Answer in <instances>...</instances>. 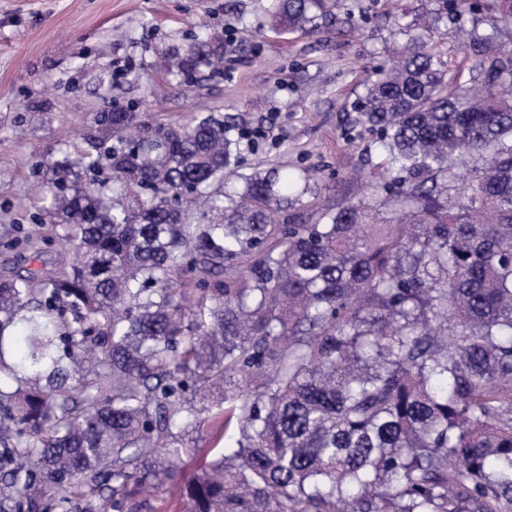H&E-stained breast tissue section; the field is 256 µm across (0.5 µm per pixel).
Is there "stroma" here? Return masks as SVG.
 Wrapping results in <instances>:
<instances>
[{
	"instance_id": "35a3bbf8",
	"label": "stroma",
	"mask_w": 512,
	"mask_h": 512,
	"mask_svg": "<svg viewBox=\"0 0 512 512\" xmlns=\"http://www.w3.org/2000/svg\"><path fill=\"white\" fill-rule=\"evenodd\" d=\"M344 11L298 32L274 31L270 0H0V237L38 217L61 145L81 142L108 102L135 105L143 121L173 123L221 112L254 134L244 172L316 171L289 214L369 194L362 173L379 163L375 137L354 105L371 68L395 56L431 0H347ZM471 15L431 21L420 35L463 59L460 30ZM224 43V68L188 78L166 69L192 40Z\"/></svg>"
}]
</instances>
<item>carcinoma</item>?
<instances>
[{"label":"carcinoma","mask_w":512,"mask_h":512,"mask_svg":"<svg viewBox=\"0 0 512 512\" xmlns=\"http://www.w3.org/2000/svg\"><path fill=\"white\" fill-rule=\"evenodd\" d=\"M438 2L492 19L469 82L408 35L356 107L370 196L312 224L283 212L315 172H241L222 112L131 137L114 108L61 150L3 243L64 253L0 275V512H512V0ZM334 4L271 0L273 29Z\"/></svg>","instance_id":"cac0c4a2"}]
</instances>
